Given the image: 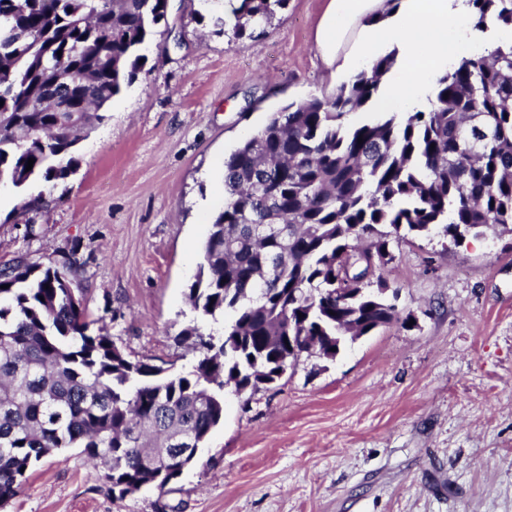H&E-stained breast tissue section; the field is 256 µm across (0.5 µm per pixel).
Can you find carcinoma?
Listing matches in <instances>:
<instances>
[{
	"instance_id": "1",
	"label": "carcinoma",
	"mask_w": 512,
	"mask_h": 512,
	"mask_svg": "<svg viewBox=\"0 0 512 512\" xmlns=\"http://www.w3.org/2000/svg\"><path fill=\"white\" fill-rule=\"evenodd\" d=\"M287 3L238 0L215 24L252 40ZM469 4L473 29L512 28V0ZM167 11L168 0H0V185L72 173ZM394 65L391 53L330 97L289 103L224 156V207L189 291L202 317L224 318L222 339L184 330L199 346L191 369L132 360L92 329L75 262L3 266L0 507L60 448L100 462L120 499L142 485L165 492L176 450L203 447L224 420V390H256L312 346L334 358L339 336L410 321L382 297V279L370 290L361 253L381 268L407 235L512 226V41L440 74L427 109L347 125Z\"/></svg>"
}]
</instances>
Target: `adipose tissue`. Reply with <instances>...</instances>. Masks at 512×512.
<instances>
[{
	"label": "adipose tissue",
	"instance_id": "ef3b65f1",
	"mask_svg": "<svg viewBox=\"0 0 512 512\" xmlns=\"http://www.w3.org/2000/svg\"><path fill=\"white\" fill-rule=\"evenodd\" d=\"M469 11L468 0H328L316 43L323 63L339 76L395 54L396 73L379 108L408 110L474 43Z\"/></svg>",
	"mask_w": 512,
	"mask_h": 512
}]
</instances>
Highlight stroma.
Segmentation results:
<instances>
[{"label":"stroma","instance_id":"stroma-1","mask_svg":"<svg viewBox=\"0 0 512 512\" xmlns=\"http://www.w3.org/2000/svg\"><path fill=\"white\" fill-rule=\"evenodd\" d=\"M327 0H288L254 41L223 0H169L146 70L113 98L64 180L0 187V266L74 256L91 318L130 358L179 372L210 332L189 288L224 205V156L289 102L335 92ZM394 322L334 361L224 394V420L165 492L115 498L81 449L42 458L0 512H512V235L393 243Z\"/></svg>","mask_w":512,"mask_h":512}]
</instances>
